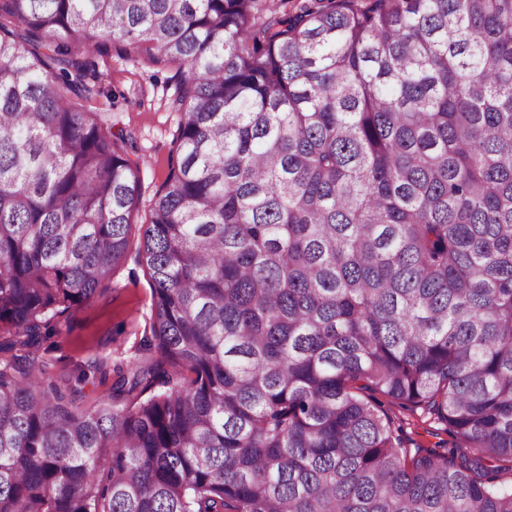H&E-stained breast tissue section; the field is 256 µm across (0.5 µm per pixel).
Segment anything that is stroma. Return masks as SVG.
I'll return each mask as SVG.
<instances>
[{"label": "stroma", "mask_w": 512, "mask_h": 512, "mask_svg": "<svg viewBox=\"0 0 512 512\" xmlns=\"http://www.w3.org/2000/svg\"><path fill=\"white\" fill-rule=\"evenodd\" d=\"M102 88L89 109L104 113L113 133L132 137L139 164V204L135 225L148 223L154 195L163 181L167 158L181 120L170 102L177 88L176 69L120 46L90 54ZM153 318V293L136 249H129L108 285L61 319L60 334L40 341L33 351L48 362L53 377L79 389L77 406L112 401L114 368L150 357L146 346Z\"/></svg>", "instance_id": "1"}]
</instances>
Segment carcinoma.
I'll return each instance as SVG.
<instances>
[{
	"mask_svg": "<svg viewBox=\"0 0 512 512\" xmlns=\"http://www.w3.org/2000/svg\"><path fill=\"white\" fill-rule=\"evenodd\" d=\"M260 12L0 0L9 347L129 247L134 146L85 106L84 55L176 66L182 114L140 234L158 358L87 409L0 359V512H512V0ZM382 400L385 402V408L389 411V413L395 419L402 420L404 427L410 436L416 441L420 442L422 445L426 447H433L434 444L439 440L448 442V447H451L452 444L456 443V439L453 437V435L450 433L447 434L443 430L439 431L440 435L437 437H433L426 433L424 430L430 429L428 425L429 422L422 423L419 420V411L417 413H413L412 411L403 410L398 406L389 405L384 399Z\"/></svg>",
	"mask_w": 512,
	"mask_h": 512,
	"instance_id": "cac0c4a2",
	"label": "carcinoma"
}]
</instances>
